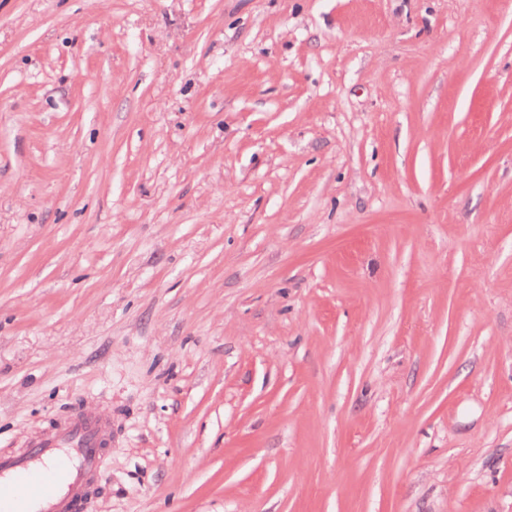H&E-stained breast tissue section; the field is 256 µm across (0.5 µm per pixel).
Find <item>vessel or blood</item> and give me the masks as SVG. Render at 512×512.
Wrapping results in <instances>:
<instances>
[{
  "instance_id": "b4317fda",
  "label": "vessel or blood",
  "mask_w": 512,
  "mask_h": 512,
  "mask_svg": "<svg viewBox=\"0 0 512 512\" xmlns=\"http://www.w3.org/2000/svg\"><path fill=\"white\" fill-rule=\"evenodd\" d=\"M110 425L94 411L71 415L0 454V512H80L102 472Z\"/></svg>"
}]
</instances>
